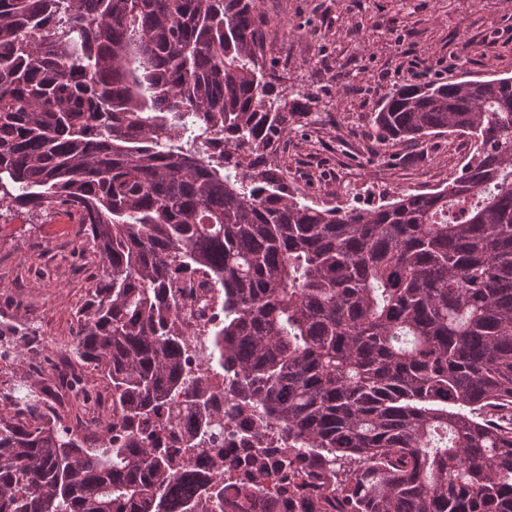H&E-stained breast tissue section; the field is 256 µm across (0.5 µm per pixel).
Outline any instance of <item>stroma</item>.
<instances>
[{
  "mask_svg": "<svg viewBox=\"0 0 512 512\" xmlns=\"http://www.w3.org/2000/svg\"><path fill=\"white\" fill-rule=\"evenodd\" d=\"M267 67L305 112L268 156L291 190L329 206L370 208L460 175L449 135L380 145L372 112L397 86L463 75L512 77V0H257ZM79 224L56 210L0 214V323L28 337L0 366V392L73 363L78 311L102 273Z\"/></svg>",
  "mask_w": 512,
  "mask_h": 512,
  "instance_id": "obj_1",
  "label": "stroma"
}]
</instances>
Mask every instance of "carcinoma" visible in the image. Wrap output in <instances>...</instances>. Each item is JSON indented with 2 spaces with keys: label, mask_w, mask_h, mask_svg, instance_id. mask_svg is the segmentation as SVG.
Here are the masks:
<instances>
[{
  "label": "carcinoma",
  "mask_w": 512,
  "mask_h": 512,
  "mask_svg": "<svg viewBox=\"0 0 512 512\" xmlns=\"http://www.w3.org/2000/svg\"><path fill=\"white\" fill-rule=\"evenodd\" d=\"M256 0H0V212L78 216L102 274L72 341L116 422L0 397V512H512V77L404 84L373 113L386 144L466 136L432 192L309 204L267 166L295 105L261 61ZM228 377L216 416L283 429L221 454L237 487L177 478L187 380L177 274ZM283 472L268 489V455Z\"/></svg>",
  "instance_id": "obj_1"
}]
</instances>
